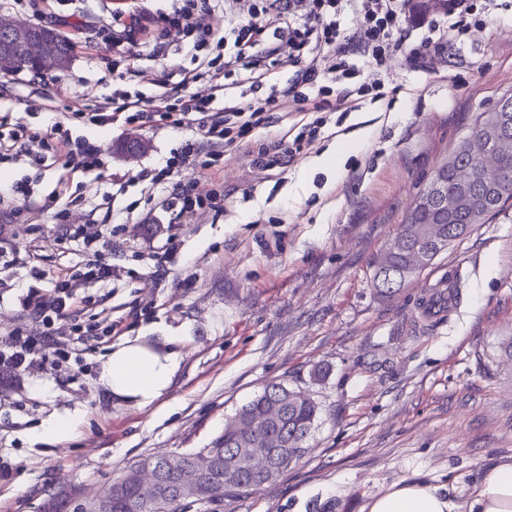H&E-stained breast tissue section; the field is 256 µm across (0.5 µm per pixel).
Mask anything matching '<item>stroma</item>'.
Here are the masks:
<instances>
[{
	"instance_id": "obj_1",
	"label": "stroma",
	"mask_w": 512,
	"mask_h": 512,
	"mask_svg": "<svg viewBox=\"0 0 512 512\" xmlns=\"http://www.w3.org/2000/svg\"><path fill=\"white\" fill-rule=\"evenodd\" d=\"M133 0H25L0 18L47 23L73 35L71 65L37 74L0 76V116L44 125L32 100L69 98L89 104L123 81L152 94L144 79L158 62L135 42V71L117 77L107 29L113 9ZM393 91L364 102L361 113L383 121L340 175L313 169V158L356 127L354 117L328 123L306 154L264 171L241 151L226 152L223 177L209 191L224 210L182 218L175 245L166 243L170 213L139 187L109 202L108 179L70 182L73 211H94L109 228L99 259L120 271L105 284L86 279L85 304L73 318L92 335L67 358L22 375L0 366V457L15 464L0 483V512H41L52 496L95 494L136 459L208 447L234 423L241 406L271 382L303 391L319 407L305 454L275 481L220 501H188L184 512H364L375 494L408 479L423 480L457 504L468 503L488 469L512 462V207L475 225L462 241L409 279L388 299L371 286L372 259L399 232L432 171L444 163L483 112L512 95V15L476 34L457 60L432 73L397 65ZM74 135L103 142L111 174L154 167L180 149L187 134L136 126L102 129L71 121ZM134 138L143 149L119 148ZM306 179L298 200L291 183ZM250 195H243V188ZM0 246L16 249L0 270V333L30 332L19 300L35 287L33 269L61 275L83 256L62 240L52 213L32 223L0 217ZM455 277L460 302L446 321L413 327L433 285ZM122 320L121 336L101 327ZM186 337L170 388L152 405L120 400L99 381L113 345L138 336ZM328 375L318 381L314 370ZM60 416L79 419L69 440L41 435Z\"/></svg>"
}]
</instances>
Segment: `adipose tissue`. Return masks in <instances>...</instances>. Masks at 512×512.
I'll return each mask as SVG.
<instances>
[{"label": "adipose tissue", "instance_id": "adipose-tissue-1", "mask_svg": "<svg viewBox=\"0 0 512 512\" xmlns=\"http://www.w3.org/2000/svg\"><path fill=\"white\" fill-rule=\"evenodd\" d=\"M184 337L166 336L161 348L134 340L118 344L104 363L100 380L113 395L146 407L170 387L182 360ZM366 512H512V463L485 472L466 508L422 481H401L376 494Z\"/></svg>", "mask_w": 512, "mask_h": 512}]
</instances>
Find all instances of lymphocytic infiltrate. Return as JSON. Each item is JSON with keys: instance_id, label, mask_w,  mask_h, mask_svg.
Segmentation results:
<instances>
[{"instance_id": "obj_1", "label": "lymphocytic infiltrate", "mask_w": 512, "mask_h": 512, "mask_svg": "<svg viewBox=\"0 0 512 512\" xmlns=\"http://www.w3.org/2000/svg\"><path fill=\"white\" fill-rule=\"evenodd\" d=\"M168 2L166 12L144 17L161 28L151 54L163 58L168 45L176 43L186 48L191 64L165 65L147 74L152 95L116 88L93 107L78 96L35 131L0 121V161L62 169L58 190L39 199L25 184L0 183V214L16 220L25 213L50 211L60 224H68L70 210L60 204L61 187L75 174L101 171L108 164L103 144L72 138L68 125L78 118L100 128L135 124L188 132L189 140L163 166L112 177V194L125 195L137 184L142 194L153 195L175 171L186 169L192 173L188 185L161 200V207L183 214L199 208L222 211L223 195L202 196L196 189L216 177L226 151L249 149L250 136L267 126L270 112H310L314 118L293 139L258 152L254 163L267 171L285 167L311 149L329 113L355 111L367 96L383 98L393 58L438 71L498 10H512V0H444L440 6L430 0ZM218 13L224 16L220 29L211 23ZM351 17L358 25L350 31L345 23ZM284 66L290 75L282 82L277 74ZM114 274L111 265L94 261L85 276H70L65 287L29 289L20 306L41 326L44 340L37 347L20 331L6 333L0 337V363L22 372L44 368L74 330L76 290L83 277L108 282Z\"/></svg>"}]
</instances>
